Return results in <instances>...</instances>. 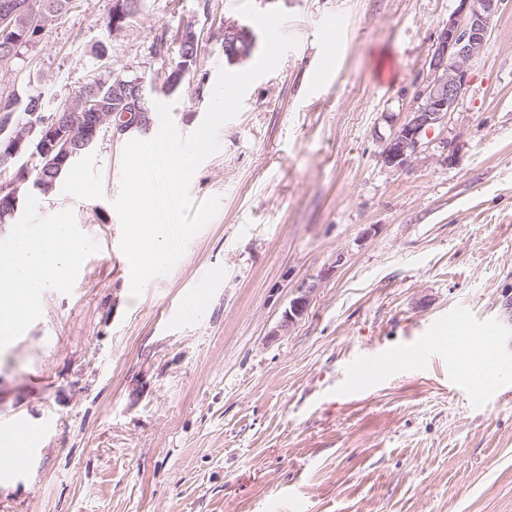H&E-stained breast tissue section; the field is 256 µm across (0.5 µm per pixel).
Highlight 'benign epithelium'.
<instances>
[{
  "label": "benign epithelium",
  "mask_w": 512,
  "mask_h": 512,
  "mask_svg": "<svg viewBox=\"0 0 512 512\" xmlns=\"http://www.w3.org/2000/svg\"><path fill=\"white\" fill-rule=\"evenodd\" d=\"M457 10L448 17L428 60V75L416 94V105L405 116L401 125L384 140L380 161L386 168H405L423 145V138L448 120L469 77L472 62L483 52L488 41L492 17L500 0H458ZM36 11L32 0L23 3H5L0 7V25L20 30L19 41L26 42L29 31L43 27L49 21L40 15L29 24L25 18ZM255 35L235 24L224 26V58L236 64L243 62L255 47ZM197 54L179 52V60L170 68L165 89L173 92L196 65ZM142 79L112 80V92L127 103L122 122L111 123V115L97 110L96 103L78 92L59 112L44 117L33 125L13 129L11 147L0 151V167L15 170L10 187L0 188V230L12 225L17 213L19 194L27 189L29 164L18 166L29 155L47 170L61 172L67 162L90 149L98 134L105 128L125 133L150 117V109L141 105ZM315 291L310 285L301 288L289 304L283 320L273 331L278 336L308 309Z\"/></svg>",
  "instance_id": "benign-epithelium-1"
}]
</instances>
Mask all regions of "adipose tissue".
<instances>
[{"mask_svg": "<svg viewBox=\"0 0 512 512\" xmlns=\"http://www.w3.org/2000/svg\"><path fill=\"white\" fill-rule=\"evenodd\" d=\"M76 262L67 228L53 224L47 235L10 250L0 260V311L14 310L15 289H23L26 305H34L48 286L65 285Z\"/></svg>", "mask_w": 512, "mask_h": 512, "instance_id": "obj_1", "label": "adipose tissue"}]
</instances>
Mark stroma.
Returning <instances> with one entry per match:
<instances>
[{"instance_id":"stroma-1","label":"stroma","mask_w":512,"mask_h":512,"mask_svg":"<svg viewBox=\"0 0 512 512\" xmlns=\"http://www.w3.org/2000/svg\"><path fill=\"white\" fill-rule=\"evenodd\" d=\"M237 0H74L0 73V94L53 113L96 77L143 76L181 134L202 123ZM290 14L297 47L248 89L190 195L214 218L165 276L130 296L112 206L127 135L102 131L80 180L27 194L42 236L88 241L0 339V422L41 431L0 512H512V393L453 385L469 352L415 349L462 308L512 336V0L445 127L401 170L378 161L457 0H253ZM198 60L161 92L176 31ZM167 48L156 52L157 38ZM305 312L276 328L299 288ZM405 353L357 398L346 372Z\"/></svg>"}]
</instances>
